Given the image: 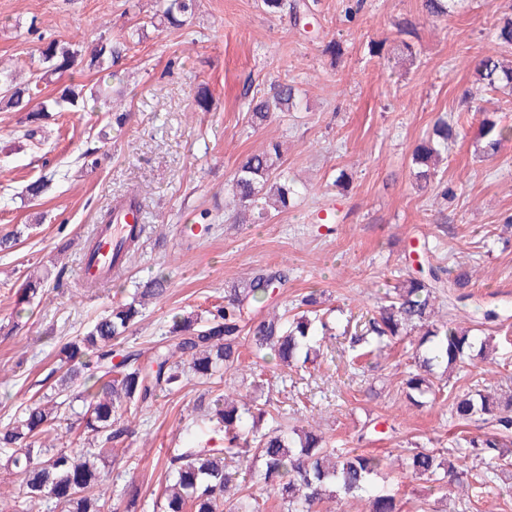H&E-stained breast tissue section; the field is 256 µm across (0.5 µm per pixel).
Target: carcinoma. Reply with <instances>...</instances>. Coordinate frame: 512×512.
Wrapping results in <instances>:
<instances>
[{
	"label": "carcinoma",
	"instance_id": "cac0c4a2",
	"mask_svg": "<svg viewBox=\"0 0 512 512\" xmlns=\"http://www.w3.org/2000/svg\"><path fill=\"white\" fill-rule=\"evenodd\" d=\"M448 2L422 0V11L432 19L445 17L450 13ZM262 4L267 13L295 24L310 15L305 0H262ZM194 10L195 0H156V15L173 28L182 27ZM121 46L123 43L102 36L84 52L71 42L51 40L41 51V68L28 80L20 82L12 72L0 68V106L24 110L32 101L34 84L48 82L78 64L88 71L111 65L119 58ZM474 70L478 81L491 90L502 83L512 84V65L496 53L478 56ZM100 97L99 87L87 90L65 85L56 96L30 110L29 119L34 122L50 112L72 111L85 106L87 99ZM244 98L255 125L266 121L272 112H292L300 104L298 88L282 81L271 82L260 97L246 90ZM459 132L460 124L439 118L432 133L412 151V164L418 168L416 179L434 184L444 198L454 194V189L436 180V164ZM481 136L483 152L493 157L503 143L512 140V128L487 120ZM279 157V144L272 143L247 155L238 166L224 201L234 222L264 223L271 218V211L288 207L295 189L278 172ZM139 238V231L129 230L117 253L131 257ZM168 287L166 275L156 274L136 289L131 301L113 305L85 335L64 346L67 368L59 387L27 405L16 421L0 429V446L14 448L7 467L20 478L15 512H31L44 497L53 500L60 512H104L108 487L99 462L112 455V445L133 433L130 418L159 394L180 392L190 376L206 382L238 370L245 337L258 358L269 355L286 366L305 364L316 352L317 342L335 335L339 326V320L330 318L332 310L318 313L321 295L314 291L295 299L289 316L274 312L257 319L247 317L251 305L268 301L276 288L288 287V271L259 269L225 291L224 303L208 311L207 318L175 316L168 330L170 342L161 340L147 350L118 352L117 346L142 316V307L162 297ZM469 287L471 278L462 269L418 264L401 275L370 316L344 327L352 358L381 352L419 331L414 370L406 379L407 397L416 407L435 401L444 392L441 381L434 380L436 370L445 375L460 373L468 351L476 346L481 352L492 349L493 337L478 336L470 328L436 319L439 296L448 294V311L452 312L473 297ZM86 354L93 361L82 360ZM77 381L84 386L77 422L92 447L67 451L53 447L50 438L62 411L71 407L69 384ZM448 396L451 417L464 424L478 419L492 427L466 436L464 452L480 459L493 474L507 473L504 462L512 454V389L500 393L450 391ZM196 409L206 413L212 432L223 434L224 447H200L191 442L169 458L163 512H258L251 487L238 483L226 468V460L235 458L261 463L258 480L279 498L282 512H318L326 499L351 498L366 501V512H401L394 496L375 488V479L383 470L381 460L353 451L339 455L313 430L262 427L266 418L273 417L270 400L254 395L238 404L222 393L206 405L197 404ZM402 470L441 487L451 483L459 488L469 486L468 473L459 469L450 455L429 448L410 449Z\"/></svg>",
	"mask_w": 512,
	"mask_h": 512
}]
</instances>
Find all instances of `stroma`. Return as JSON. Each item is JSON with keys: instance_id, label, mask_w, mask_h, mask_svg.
I'll list each match as a JSON object with an SVG mask.
<instances>
[{"instance_id": "obj_1", "label": "stroma", "mask_w": 512, "mask_h": 512, "mask_svg": "<svg viewBox=\"0 0 512 512\" xmlns=\"http://www.w3.org/2000/svg\"><path fill=\"white\" fill-rule=\"evenodd\" d=\"M346 3L318 0L303 27L266 14L261 0H198L194 16L173 29L153 18L151 0H0V67L25 78L50 40L87 50L103 35H140L112 73L65 75L101 85L107 101L55 114L31 138L26 112L0 109V236L21 233L0 251V428L35 392H49L61 349L151 276L165 273L169 289L125 340L142 349L175 315L205 313L258 268L288 270L287 288L272 297L279 307L315 290L326 307L364 315L424 243L432 264L471 271L469 319L480 307L501 313L495 349L469 361L457 388L512 378V246L504 244L512 237V141L486 157L480 138L484 119L512 127V86L487 89L473 70L475 56L501 52L491 30L512 17V0H458L434 21L422 18L420 0H364L351 17ZM332 39L339 55L324 51ZM401 40L413 44L415 59L394 53ZM284 78L299 88L301 109L252 125L244 86L257 92ZM202 86L207 112L194 107ZM117 112L125 123H115ZM440 117L465 128L438 168L456 190L448 200L418 186L411 164ZM271 141L284 144L283 170L298 198L264 224L226 221L224 191L239 163ZM48 172L51 188L28 195L27 185ZM132 193L143 208L139 249L118 278L85 287L78 270L100 216ZM30 275L44 283L22 305ZM415 345L411 336L354 361L342 337H329L313 363L296 369L257 360L246 343L232 381L261 375L279 421L312 424L335 448L384 459L378 485L402 512L423 501L431 512H512L506 479L444 495L396 470L408 448L455 446L448 398L417 407L405 395ZM223 389L192 377L138 415L108 465L105 512H125L128 485L140 493L141 512H154L170 456L188 438H211L194 402Z\"/></svg>"}]
</instances>
